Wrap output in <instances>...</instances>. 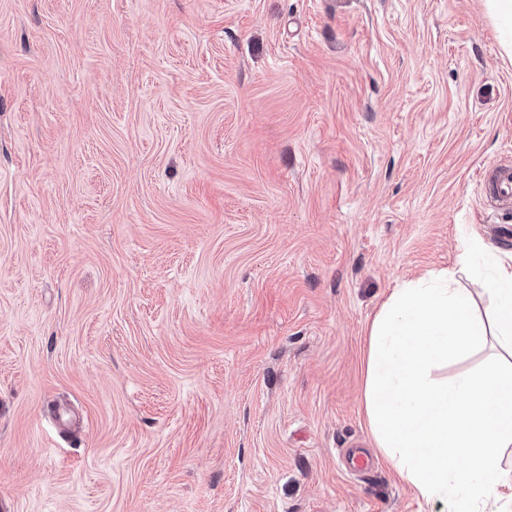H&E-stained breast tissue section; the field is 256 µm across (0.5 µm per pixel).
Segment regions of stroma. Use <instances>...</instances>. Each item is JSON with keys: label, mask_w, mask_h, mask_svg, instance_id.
I'll use <instances>...</instances> for the list:
<instances>
[{"label": "stroma", "mask_w": 512, "mask_h": 512, "mask_svg": "<svg viewBox=\"0 0 512 512\" xmlns=\"http://www.w3.org/2000/svg\"><path fill=\"white\" fill-rule=\"evenodd\" d=\"M504 165L485 0H0L6 512H442L338 453L393 289L512 256ZM482 177L489 194L501 201L510 202L512 200V168L500 167L496 169L487 181L485 176Z\"/></svg>", "instance_id": "1"}]
</instances>
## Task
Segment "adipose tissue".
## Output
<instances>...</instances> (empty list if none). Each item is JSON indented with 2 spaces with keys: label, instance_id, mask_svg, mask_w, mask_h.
Masks as SVG:
<instances>
[{
  "label": "adipose tissue",
  "instance_id": "adipose-tissue-1",
  "mask_svg": "<svg viewBox=\"0 0 512 512\" xmlns=\"http://www.w3.org/2000/svg\"><path fill=\"white\" fill-rule=\"evenodd\" d=\"M483 294L493 318L476 315L470 289L442 270L394 289L369 330L365 411L377 448L419 495L448 512H512V369L489 365L436 386L430 369L495 336L512 355V263H499Z\"/></svg>",
  "mask_w": 512,
  "mask_h": 512
}]
</instances>
